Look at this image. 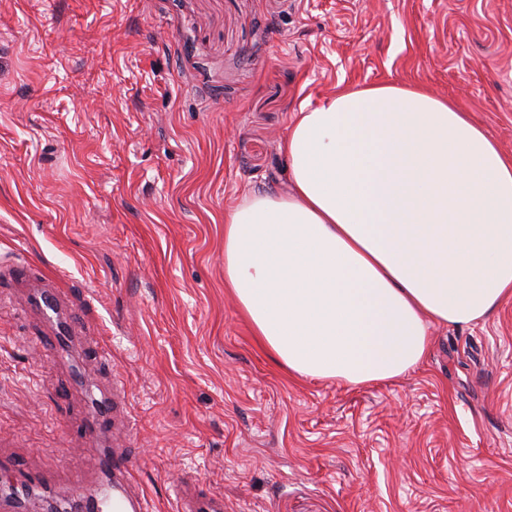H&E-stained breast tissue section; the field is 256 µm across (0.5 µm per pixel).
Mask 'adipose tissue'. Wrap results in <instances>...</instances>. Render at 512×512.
<instances>
[{"label": "adipose tissue", "mask_w": 512, "mask_h": 512, "mask_svg": "<svg viewBox=\"0 0 512 512\" xmlns=\"http://www.w3.org/2000/svg\"><path fill=\"white\" fill-rule=\"evenodd\" d=\"M282 151L290 191L224 216V285L289 375L398 379L430 325L512 297V157L448 100L343 88L292 119Z\"/></svg>", "instance_id": "adipose-tissue-1"}]
</instances>
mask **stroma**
Returning a JSON list of instances; mask_svg holds the SVG:
<instances>
[{"label":"stroma","instance_id":"stroma-1","mask_svg":"<svg viewBox=\"0 0 512 512\" xmlns=\"http://www.w3.org/2000/svg\"><path fill=\"white\" fill-rule=\"evenodd\" d=\"M372 84L512 156V0H0V455L59 496L89 469L97 354L27 344L26 262L111 351L145 512L185 485L224 512H512V300L351 387L288 376L224 287V214L285 190L295 113Z\"/></svg>","mask_w":512,"mask_h":512}]
</instances>
